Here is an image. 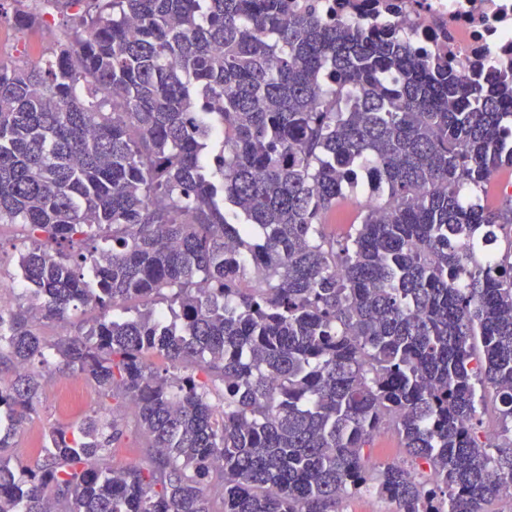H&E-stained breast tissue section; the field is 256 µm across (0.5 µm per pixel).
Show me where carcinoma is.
I'll use <instances>...</instances> for the list:
<instances>
[{"instance_id": "1", "label": "carcinoma", "mask_w": 512, "mask_h": 512, "mask_svg": "<svg viewBox=\"0 0 512 512\" xmlns=\"http://www.w3.org/2000/svg\"><path fill=\"white\" fill-rule=\"evenodd\" d=\"M50 3L78 31L42 68L0 62V224L30 242L0 310V512H337L364 491L492 512L512 486V199L487 188L512 173V68L461 74L292 0ZM361 178L385 201L327 237ZM166 291L169 324L107 316ZM88 305L75 335L34 328ZM52 365L134 404L144 462L113 469L104 407L14 462ZM383 431L406 462H373Z\"/></svg>"}]
</instances>
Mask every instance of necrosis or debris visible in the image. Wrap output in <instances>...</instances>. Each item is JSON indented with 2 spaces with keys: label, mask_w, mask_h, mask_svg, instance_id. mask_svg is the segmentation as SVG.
I'll return each mask as SVG.
<instances>
[{
  "label": "necrosis or debris",
  "mask_w": 512,
  "mask_h": 512,
  "mask_svg": "<svg viewBox=\"0 0 512 512\" xmlns=\"http://www.w3.org/2000/svg\"><path fill=\"white\" fill-rule=\"evenodd\" d=\"M322 12L392 28L411 47L440 52L462 73L512 65V0H319Z\"/></svg>",
  "instance_id": "necrosis-or-debris-1"
}]
</instances>
